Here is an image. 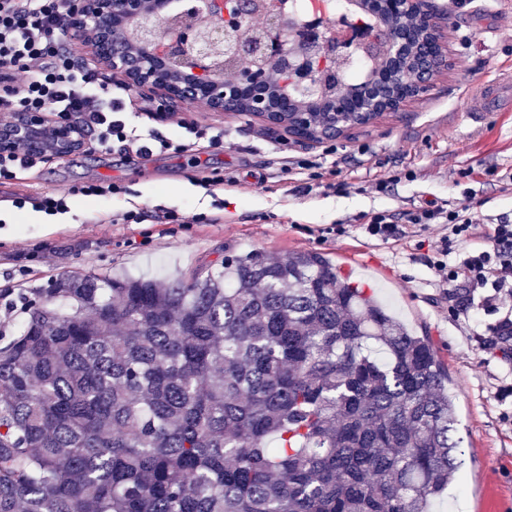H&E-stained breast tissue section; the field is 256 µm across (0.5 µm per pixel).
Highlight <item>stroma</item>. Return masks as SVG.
Here are the masks:
<instances>
[{
	"label": "stroma",
	"mask_w": 512,
	"mask_h": 512,
	"mask_svg": "<svg viewBox=\"0 0 512 512\" xmlns=\"http://www.w3.org/2000/svg\"><path fill=\"white\" fill-rule=\"evenodd\" d=\"M430 2L446 14L448 69L422 97L335 139L302 142L254 116L196 104L175 105L173 117L163 119L158 97L129 90L133 125L182 139L184 123L197 120L223 129V142L200 139L180 154L156 151L131 161L120 150L102 151L90 129L78 153L35 160L18 180L0 185V290L16 294L65 273L179 276L249 251L271 260L324 254L372 287L416 335L431 337L448 365L459 480L428 512H512V397L494 396L512 373V345H489L484 331L492 316L474 322L459 291L439 282L433 263L446 247L447 225H410L396 240L366 231L375 213L398 217L433 202L478 205L487 234L500 219L512 220V112L482 111L473 91L512 63V8L499 0ZM318 156L336 170L332 188L290 193L285 164ZM112 182L127 193H76ZM68 189L71 209L53 220L9 202L18 193ZM134 207L144 213L141 223H113V214ZM161 207L222 221L162 224Z\"/></svg>",
	"instance_id": "obj_1"
}]
</instances>
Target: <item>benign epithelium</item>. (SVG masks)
Segmentation results:
<instances>
[{"label": "benign epithelium", "mask_w": 512, "mask_h": 512, "mask_svg": "<svg viewBox=\"0 0 512 512\" xmlns=\"http://www.w3.org/2000/svg\"><path fill=\"white\" fill-rule=\"evenodd\" d=\"M72 0L65 25L99 69L135 89L214 112H247L272 129L294 127L301 141L339 137L359 115L371 122L428 92L448 66V43L425 0H359L377 17L342 36L328 5L312 0L316 29L284 0ZM265 27L252 31L253 18ZM380 62L363 83L339 95L341 67ZM83 131L42 112L0 123V154L16 144L35 157L64 158L83 147Z\"/></svg>", "instance_id": "7a95c632"}]
</instances>
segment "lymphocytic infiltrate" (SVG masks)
<instances>
[{
	"label": "lymphocytic infiltrate",
	"instance_id": "f902f5d3",
	"mask_svg": "<svg viewBox=\"0 0 512 512\" xmlns=\"http://www.w3.org/2000/svg\"><path fill=\"white\" fill-rule=\"evenodd\" d=\"M71 0H0V122L15 112H47L58 120L80 122L96 129L102 150L119 149L143 155L156 150L186 151L157 132L127 127L121 117L123 103L96 86L66 48L70 39L62 20ZM409 224H444L449 235L473 237L476 219L465 209L438 205L421 207L405 216ZM443 283L462 284L477 310L496 315L488 331L501 335L512 330V311L504 310L512 297V223L500 222L487 244L458 259L434 261Z\"/></svg>",
	"mask_w": 512,
	"mask_h": 512
}]
</instances>
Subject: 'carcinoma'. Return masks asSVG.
Masks as SVG:
<instances>
[{
    "instance_id": "carcinoma-1",
    "label": "carcinoma",
    "mask_w": 512,
    "mask_h": 512,
    "mask_svg": "<svg viewBox=\"0 0 512 512\" xmlns=\"http://www.w3.org/2000/svg\"><path fill=\"white\" fill-rule=\"evenodd\" d=\"M0 346V512H426L448 368L316 252L69 274Z\"/></svg>"
}]
</instances>
